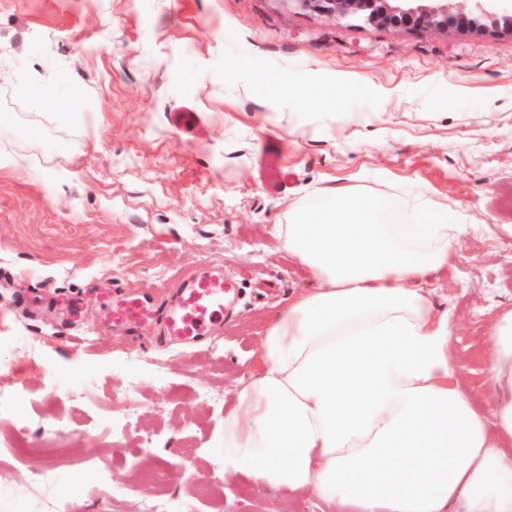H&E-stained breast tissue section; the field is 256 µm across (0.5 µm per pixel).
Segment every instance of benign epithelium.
<instances>
[{
    "label": "benign epithelium",
    "instance_id": "1",
    "mask_svg": "<svg viewBox=\"0 0 512 512\" xmlns=\"http://www.w3.org/2000/svg\"><path fill=\"white\" fill-rule=\"evenodd\" d=\"M313 12L336 20H363L387 27H422L473 30L482 27L480 15L453 12L452 0H298ZM493 11L480 9L512 35V0H491Z\"/></svg>",
    "mask_w": 512,
    "mask_h": 512
}]
</instances>
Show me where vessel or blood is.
I'll use <instances>...</instances> for the list:
<instances>
[{"instance_id":"vessel-or-blood-1","label":"vessel or blood","mask_w":512,"mask_h":512,"mask_svg":"<svg viewBox=\"0 0 512 512\" xmlns=\"http://www.w3.org/2000/svg\"><path fill=\"white\" fill-rule=\"evenodd\" d=\"M225 286L223 273L204 272L193 276L167 303L157 306L147 298L131 297L120 303L118 311L129 322L156 319L163 341L196 343L223 326Z\"/></svg>"}]
</instances>
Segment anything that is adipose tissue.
<instances>
[{
  "instance_id": "obj_1",
  "label": "adipose tissue",
  "mask_w": 512,
  "mask_h": 512,
  "mask_svg": "<svg viewBox=\"0 0 512 512\" xmlns=\"http://www.w3.org/2000/svg\"><path fill=\"white\" fill-rule=\"evenodd\" d=\"M420 194L334 191L273 235L312 288L270 323L224 416V472L336 512H512V308L489 332L491 412L460 386L454 325L423 285L470 227Z\"/></svg>"
}]
</instances>
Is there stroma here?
Listing matches in <instances>:
<instances>
[{
    "mask_svg": "<svg viewBox=\"0 0 512 512\" xmlns=\"http://www.w3.org/2000/svg\"><path fill=\"white\" fill-rule=\"evenodd\" d=\"M71 91L75 107L52 106ZM173 112L202 125L177 130ZM272 141L295 174L278 193L260 177ZM4 154L23 162L0 163V383L17 393L0 403V512H139L155 493L192 512H335L225 477L223 429L271 318L312 280L270 229L336 187L396 208L426 190L482 225L425 289L488 409L485 340L512 306V35L338 22L295 0H0ZM206 267L235 299L203 346L110 325L115 294L161 303ZM44 435L49 481L11 447Z\"/></svg>",
    "mask_w": 512,
    "mask_h": 512,
    "instance_id": "35a3bbf8",
    "label": "stroma"
}]
</instances>
